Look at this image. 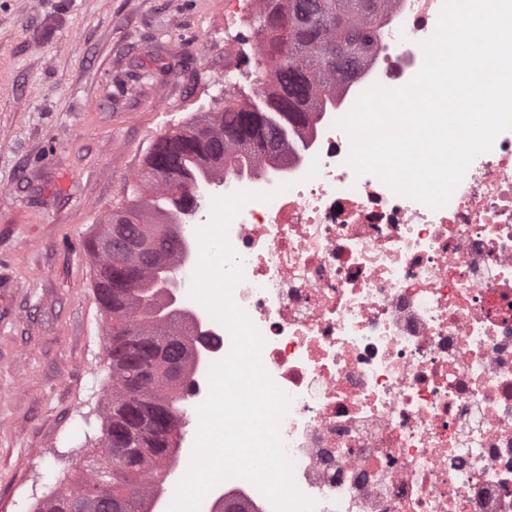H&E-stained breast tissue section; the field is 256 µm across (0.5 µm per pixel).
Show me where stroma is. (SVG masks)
<instances>
[{
    "label": "stroma",
    "instance_id": "1",
    "mask_svg": "<svg viewBox=\"0 0 512 512\" xmlns=\"http://www.w3.org/2000/svg\"><path fill=\"white\" fill-rule=\"evenodd\" d=\"M246 0H0V512L95 465L111 371L89 239L153 143L267 63Z\"/></svg>",
    "mask_w": 512,
    "mask_h": 512
}]
</instances>
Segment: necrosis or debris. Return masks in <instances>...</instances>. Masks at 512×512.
<instances>
[{
    "mask_svg": "<svg viewBox=\"0 0 512 512\" xmlns=\"http://www.w3.org/2000/svg\"><path fill=\"white\" fill-rule=\"evenodd\" d=\"M443 0H393L334 111L289 147L291 188L228 238L233 292L291 398L280 434L316 512H512V130L433 210L347 165L335 121L420 70ZM224 512H273L240 481Z\"/></svg>",
    "mask_w": 512,
    "mask_h": 512,
    "instance_id": "necrosis-or-debris-1",
    "label": "necrosis or debris"
}]
</instances>
